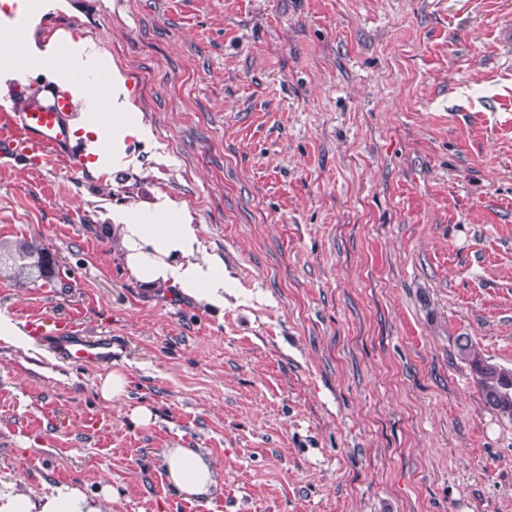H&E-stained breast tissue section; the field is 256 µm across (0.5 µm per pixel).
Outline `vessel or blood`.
<instances>
[{
    "mask_svg": "<svg viewBox=\"0 0 512 512\" xmlns=\"http://www.w3.org/2000/svg\"><path fill=\"white\" fill-rule=\"evenodd\" d=\"M27 18L24 8L6 13L0 20V40L19 45ZM73 110L71 97L58 94L47 101H30L16 112L0 113V152L33 161L70 158ZM25 328L30 336L51 344L71 360L91 365L112 360L111 339L86 341L73 320L35 314L26 317Z\"/></svg>",
    "mask_w": 512,
    "mask_h": 512,
    "instance_id": "vessel-or-blood-1",
    "label": "vessel or blood"
}]
</instances>
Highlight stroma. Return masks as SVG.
Returning a JSON list of instances; mask_svg holds the SVG:
<instances>
[{
    "instance_id": "obj_1",
    "label": "stroma",
    "mask_w": 512,
    "mask_h": 512,
    "mask_svg": "<svg viewBox=\"0 0 512 512\" xmlns=\"http://www.w3.org/2000/svg\"><path fill=\"white\" fill-rule=\"evenodd\" d=\"M37 40L123 78L120 164L0 156V316H75L111 365L0 341V480L112 512H512V423L455 340L512 368V0H55ZM167 201L224 260V310L130 278L114 213ZM128 385L107 401L110 371ZM151 410L149 422L133 411ZM200 449L213 498L173 490ZM56 260L41 243L24 241L7 243L0 242V269L17 272L22 285L43 287L59 278L56 272ZM42 281L40 285L38 282ZM163 464L168 482L178 492L211 498L222 481L197 448H167Z\"/></svg>"
}]
</instances>
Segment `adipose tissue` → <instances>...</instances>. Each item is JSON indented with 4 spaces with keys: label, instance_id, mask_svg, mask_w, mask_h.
I'll return each instance as SVG.
<instances>
[{
    "label": "adipose tissue",
    "instance_id": "adipose-tissue-1",
    "mask_svg": "<svg viewBox=\"0 0 512 512\" xmlns=\"http://www.w3.org/2000/svg\"><path fill=\"white\" fill-rule=\"evenodd\" d=\"M109 84L121 77L112 58L103 52L86 51L83 59L69 68L52 72L59 86H69L75 78L94 85L98 76ZM75 131L95 145L98 153L123 155L129 139L145 140L149 129L131 110L101 112L96 118L80 115ZM126 271L146 288H174L179 294L211 309L224 306V261L202 251L200 225L182 210L164 205L148 211H128L121 223L113 225ZM163 464L170 485L177 491L199 497H211L221 476L196 448H168ZM110 486L90 495L79 487L57 485L50 491L21 492L12 483L0 480V512H109Z\"/></svg>",
    "mask_w": 512,
    "mask_h": 512
}]
</instances>
